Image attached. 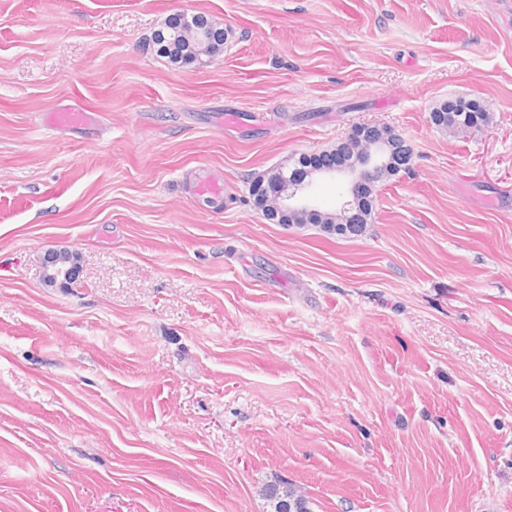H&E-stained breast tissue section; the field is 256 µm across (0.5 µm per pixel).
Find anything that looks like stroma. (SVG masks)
<instances>
[{"mask_svg": "<svg viewBox=\"0 0 512 512\" xmlns=\"http://www.w3.org/2000/svg\"><path fill=\"white\" fill-rule=\"evenodd\" d=\"M181 11L204 67L157 52ZM456 99L485 126H434ZM360 124L414 150L362 236L257 209ZM278 477L512 512V0H0V512H263ZM212 34L200 42L186 44L169 26V21L154 36V42L158 45L160 56L167 58L171 63L180 64L183 60L189 61L194 55L210 57L220 52L224 45V30L216 26L211 29ZM187 64L204 66L206 62L202 59L190 60ZM94 116L93 112H79L70 108H62L48 112L46 121L53 127L79 126L93 123ZM44 277L51 284L72 288L79 281V266L67 252L50 251L43 259Z\"/></svg>", "mask_w": 512, "mask_h": 512, "instance_id": "35a3bbf8", "label": "stroma"}]
</instances>
